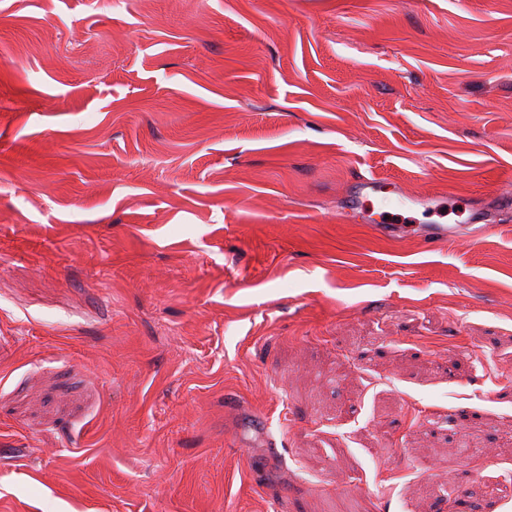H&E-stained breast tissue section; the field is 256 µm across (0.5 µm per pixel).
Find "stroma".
Returning <instances> with one entry per match:
<instances>
[{
	"mask_svg": "<svg viewBox=\"0 0 512 512\" xmlns=\"http://www.w3.org/2000/svg\"><path fill=\"white\" fill-rule=\"evenodd\" d=\"M365 175L464 232L377 234ZM511 477L512 0H0V512ZM384 192V184L379 178L375 176L361 177L351 196L352 204L363 205L369 201V198L379 196Z\"/></svg>",
	"mask_w": 512,
	"mask_h": 512,
	"instance_id": "35a3bbf8",
	"label": "stroma"
}]
</instances>
